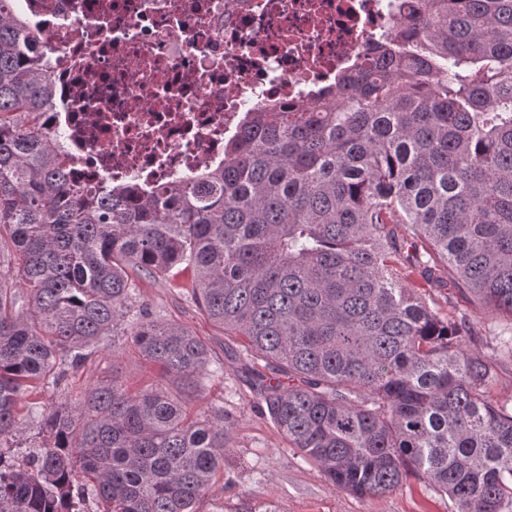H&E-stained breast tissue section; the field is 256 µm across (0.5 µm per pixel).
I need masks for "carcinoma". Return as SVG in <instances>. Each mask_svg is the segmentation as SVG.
I'll return each instance as SVG.
<instances>
[{"label": "carcinoma", "instance_id": "obj_1", "mask_svg": "<svg viewBox=\"0 0 512 512\" xmlns=\"http://www.w3.org/2000/svg\"><path fill=\"white\" fill-rule=\"evenodd\" d=\"M392 6L395 30L312 105L248 109L224 163L149 190L70 179L43 119L51 46L0 0V448L29 383L107 337L179 388L114 374L49 411L41 444L0 451V512H201L224 409L188 418L212 354L136 305L161 278L264 362L262 408L333 487L375 497L413 475L456 512H512V407L463 346L469 320L425 301L454 288L512 314V0Z\"/></svg>", "mask_w": 512, "mask_h": 512}]
</instances>
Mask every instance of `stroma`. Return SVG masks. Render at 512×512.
<instances>
[{
  "mask_svg": "<svg viewBox=\"0 0 512 512\" xmlns=\"http://www.w3.org/2000/svg\"><path fill=\"white\" fill-rule=\"evenodd\" d=\"M138 295L140 303L156 317L183 325L200 337L210 347L214 361L223 365L191 407L195 418L210 413L213 407H223L227 430L224 469L202 504L203 512H455L448 495L414 476L395 491L373 498L329 486L264 414L241 375L238 361L230 357L233 344L223 329L200 311L188 294L166 281L142 282ZM432 296L442 316L470 313L478 339L469 350L490 364L496 376L490 396L501 402L512 399V361L500 358L497 351L499 334L512 326V318H486L448 290L433 291ZM113 373L133 390L160 378L157 367L139 356L126 338L103 340L80 369L69 371L59 384L45 385L40 393L22 400V432L16 446L25 449L38 441L48 410L74 402L80 391Z\"/></svg>",
  "mask_w": 512,
  "mask_h": 512,
  "instance_id": "obj_1",
  "label": "stroma"
}]
</instances>
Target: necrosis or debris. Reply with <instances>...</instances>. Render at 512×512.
I'll return each mask as SVG.
<instances>
[{
    "mask_svg": "<svg viewBox=\"0 0 512 512\" xmlns=\"http://www.w3.org/2000/svg\"><path fill=\"white\" fill-rule=\"evenodd\" d=\"M48 36L70 175L166 185L224 159L239 112L309 104L370 39L391 0H13Z\"/></svg>",
    "mask_w": 512,
    "mask_h": 512,
    "instance_id": "necrosis-or-debris-1",
    "label": "necrosis or debris"
}]
</instances>
